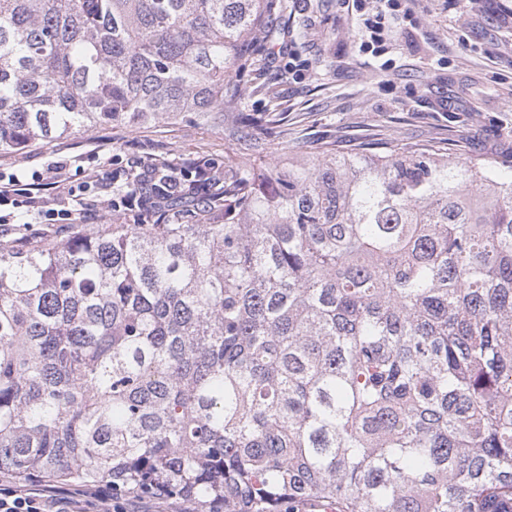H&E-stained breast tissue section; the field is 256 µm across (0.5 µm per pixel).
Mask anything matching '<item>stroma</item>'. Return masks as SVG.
<instances>
[{
  "mask_svg": "<svg viewBox=\"0 0 512 512\" xmlns=\"http://www.w3.org/2000/svg\"><path fill=\"white\" fill-rule=\"evenodd\" d=\"M288 38L251 71L236 106L288 115V144L299 156L337 142L343 150L377 140L433 144L459 158H512V0H407L385 19L380 55L360 49L354 0H288ZM199 152L216 163L251 155L221 125L185 120L148 127L108 126L0 154V174L21 184L60 174L88 190L89 175L121 184L153 155L182 163ZM0 206V241L32 244L87 232L84 224H13Z\"/></svg>",
  "mask_w": 512,
  "mask_h": 512,
  "instance_id": "35a3bbf8",
  "label": "stroma"
}]
</instances>
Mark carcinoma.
Listing matches in <instances>:
<instances>
[{
  "label": "carcinoma",
  "instance_id": "cac0c4a2",
  "mask_svg": "<svg viewBox=\"0 0 512 512\" xmlns=\"http://www.w3.org/2000/svg\"><path fill=\"white\" fill-rule=\"evenodd\" d=\"M286 0H0V152L224 118ZM266 166L164 155L130 224L0 243V470L208 512H512V176L234 112Z\"/></svg>",
  "mask_w": 512,
  "mask_h": 512
}]
</instances>
